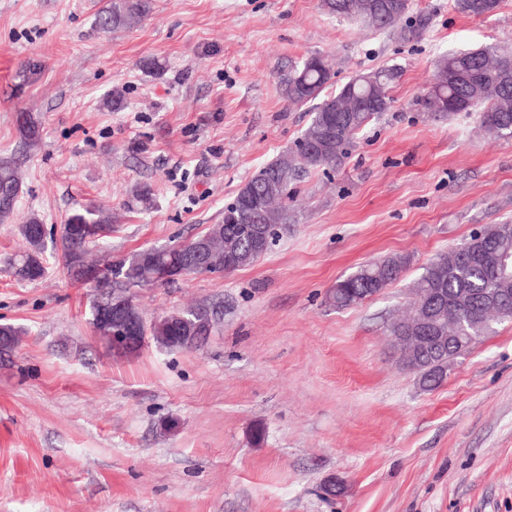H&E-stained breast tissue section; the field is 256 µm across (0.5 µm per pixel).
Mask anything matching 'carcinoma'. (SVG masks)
Returning <instances> with one entry per match:
<instances>
[{
	"instance_id": "carcinoma-1",
	"label": "carcinoma",
	"mask_w": 512,
	"mask_h": 512,
	"mask_svg": "<svg viewBox=\"0 0 512 512\" xmlns=\"http://www.w3.org/2000/svg\"><path fill=\"white\" fill-rule=\"evenodd\" d=\"M389 1L392 8L376 10L379 3ZM350 4L349 17L360 18L379 28H394L405 21L409 0H323L325 10L343 15V5ZM500 0H453L454 9L464 15H493ZM152 10V0H110L99 12L97 25L104 29H128L146 18ZM399 68L385 67L350 78L334 92H326L334 77L319 57H311L301 67L288 74L284 94L292 105L311 104L307 128L295 147L263 165L239 191L232 206H240L247 193L264 197L262 210L255 213L252 223L264 227L262 252L242 239L238 224H215L205 233L213 259L231 260L224 272L231 273L252 265L267 253L286 229L290 220L288 201L292 199V182L298 174L334 165L348 154L356 135L392 102L390 86ZM428 112H477L482 126L494 136L512 139V50L488 47L451 53L441 57L433 81L421 97ZM21 141L33 145L39 138L38 121L29 113L16 117ZM21 182L13 159L0 157V221L14 217ZM108 218L99 210L87 207L72 214L61 236V247L69 274L76 281L102 282L105 304L126 295L128 289L145 285H164L158 273L179 260L174 247L146 248L129 258L101 268L89 259L85 241L90 224H106ZM42 221L32 214L21 225L27 250L14 257L10 266L15 277L35 281L45 274ZM505 254L512 255V222L494 224L472 235L455 249L436 256L414 283L415 299L435 305L438 315L436 334L451 336V340L436 349L408 357L407 367L418 377L421 387L433 390L448 375L456 359L468 353L492 327V321L512 317V280L498 274V265ZM407 259L390 256L362 266L357 272L336 283L331 302L338 309L362 304L380 294L401 276ZM186 315L199 323L200 334L194 338L182 336L170 320L159 317L148 324L153 341L168 349H199L203 347L217 324L216 314L206 307L186 310ZM418 320L413 311H406L390 325L393 336H410ZM21 330L11 324L0 325V351L6 353L17 346Z\"/></svg>"
}]
</instances>
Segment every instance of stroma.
<instances>
[{"mask_svg":"<svg viewBox=\"0 0 512 512\" xmlns=\"http://www.w3.org/2000/svg\"><path fill=\"white\" fill-rule=\"evenodd\" d=\"M107 2L0 0V157L22 180L0 223V324L23 332L0 357V512H512V319L431 391L390 334L437 254L512 221V139L419 103L443 55L512 47V0L486 18L409 0L410 39L322 0H153L140 25L103 31ZM316 55L338 87L400 67L389 110L340 164L294 180L288 229L252 266L129 291L149 321L217 310L203 348L113 358L59 238L41 279L10 274L32 214L59 228L105 209L116 260L221 223L308 126L282 82ZM114 90L118 111L103 105ZM20 112L41 124L35 146ZM396 254L409 260L396 283L330 303L337 280ZM329 481L344 494L324 495ZM16 126L21 141L34 145L39 138L40 126L38 121L27 112H21L16 117Z\"/></svg>","mask_w":512,"mask_h":512,"instance_id":"1","label":"stroma"}]
</instances>
